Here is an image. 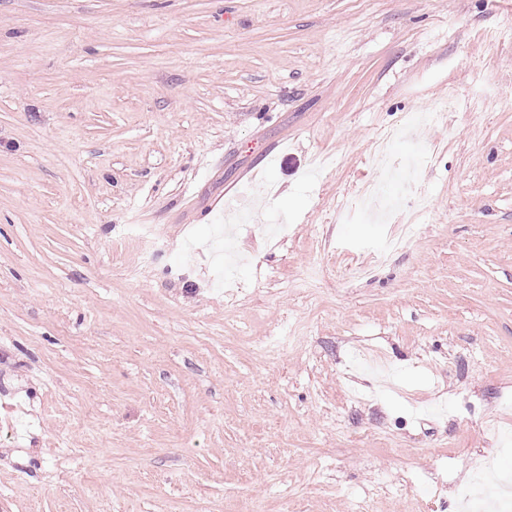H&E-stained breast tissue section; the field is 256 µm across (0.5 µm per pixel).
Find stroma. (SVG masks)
<instances>
[{
	"label": "stroma",
	"instance_id": "stroma-1",
	"mask_svg": "<svg viewBox=\"0 0 512 512\" xmlns=\"http://www.w3.org/2000/svg\"><path fill=\"white\" fill-rule=\"evenodd\" d=\"M511 431L512 0H0V512H459ZM392 136V133L386 132L379 138V163L385 174V180L400 177V183L405 185L415 178L418 168L411 160H405L400 163L393 159L391 152L387 150V144ZM371 198L375 200V206L367 213L369 221H387L393 211L401 205V196L396 194L390 197H383L379 185L370 187Z\"/></svg>",
	"mask_w": 512,
	"mask_h": 512
}]
</instances>
